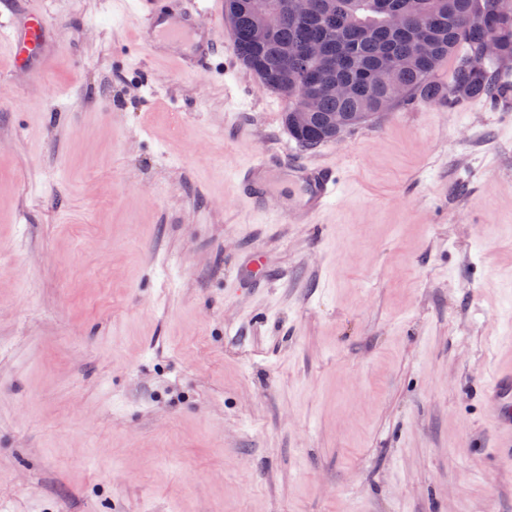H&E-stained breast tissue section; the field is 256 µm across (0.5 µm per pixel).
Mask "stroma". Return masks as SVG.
<instances>
[{
	"mask_svg": "<svg viewBox=\"0 0 512 512\" xmlns=\"http://www.w3.org/2000/svg\"><path fill=\"white\" fill-rule=\"evenodd\" d=\"M43 7L54 53L0 64V512H512V62L304 149L232 33L189 74L129 0ZM281 155L340 170L316 222ZM267 170L266 161L259 159L236 171V182L241 190L239 200L256 212H266L267 210L265 187ZM501 441L497 451L512 455V361L497 370L484 390Z\"/></svg>",
	"mask_w": 512,
	"mask_h": 512,
	"instance_id": "obj_1",
	"label": "stroma"
}]
</instances>
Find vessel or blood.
<instances>
[{"label": "vessel or blood", "instance_id": "obj_1", "mask_svg": "<svg viewBox=\"0 0 512 512\" xmlns=\"http://www.w3.org/2000/svg\"><path fill=\"white\" fill-rule=\"evenodd\" d=\"M139 20V40L152 53L175 58L188 73L207 67L220 48L216 24L223 21L217 0H132ZM50 33L44 10L25 7L8 19L0 18V53L9 55L15 65L42 60L49 51ZM299 176L302 189L297 207L287 212L291 223H313L336 201L341 182L335 167L310 168L302 163L291 166ZM265 160L253 161L238 169L236 181L241 203L255 211L266 209ZM484 394L492 418L501 436L499 454L512 455V363L497 370Z\"/></svg>", "mask_w": 512, "mask_h": 512}]
</instances>
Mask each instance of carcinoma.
I'll use <instances>...</instances> for the list:
<instances>
[{"mask_svg":"<svg viewBox=\"0 0 512 512\" xmlns=\"http://www.w3.org/2000/svg\"><path fill=\"white\" fill-rule=\"evenodd\" d=\"M281 0H224L225 20L242 65L269 91L288 97L284 123L303 148L334 141L348 128L383 111L420 98L456 103L496 100L503 86L499 66L512 60V0H385L404 17L400 29L387 26L386 14L374 0H288V13L266 36L255 42L251 31ZM319 39V59L303 55L307 43ZM497 53L475 70L468 60L485 41ZM453 60L448 85L436 81L437 62ZM389 61L394 80L378 75ZM350 86L336 96L331 82ZM318 96L319 110L305 120L303 97Z\"/></svg>","mask_w":512,"mask_h":512,"instance_id":"obj_1","label":"carcinoma"}]
</instances>
